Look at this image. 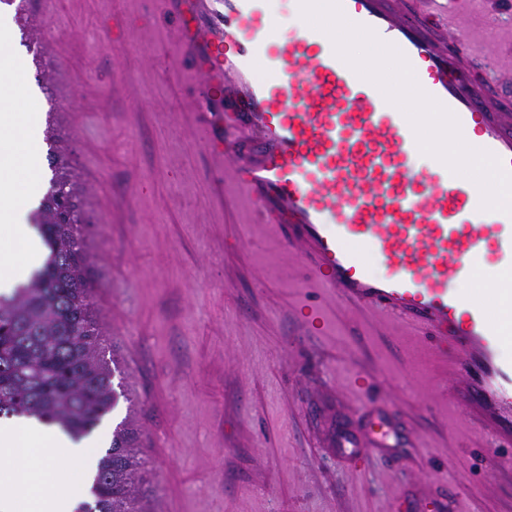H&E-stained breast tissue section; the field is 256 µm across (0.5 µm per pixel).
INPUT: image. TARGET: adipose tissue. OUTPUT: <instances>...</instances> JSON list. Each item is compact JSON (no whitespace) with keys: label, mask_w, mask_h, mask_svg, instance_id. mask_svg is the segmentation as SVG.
<instances>
[{"label":"adipose tissue","mask_w":512,"mask_h":512,"mask_svg":"<svg viewBox=\"0 0 512 512\" xmlns=\"http://www.w3.org/2000/svg\"><path fill=\"white\" fill-rule=\"evenodd\" d=\"M20 93L0 90V295L28 282L42 266L44 246L32 224L45 193L46 160L36 118L20 106L33 93L16 75ZM102 425L72 439L58 425L33 417L0 422V512H75L87 498L102 448Z\"/></svg>","instance_id":"adipose-tissue-1"}]
</instances>
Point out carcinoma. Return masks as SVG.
Masks as SVG:
<instances>
[{
  "label": "carcinoma",
  "instance_id": "carcinoma-1",
  "mask_svg": "<svg viewBox=\"0 0 512 512\" xmlns=\"http://www.w3.org/2000/svg\"><path fill=\"white\" fill-rule=\"evenodd\" d=\"M51 190L34 223L49 254L30 282L0 296V415L25 414L74 437L115 406L117 361H108L82 244V201L61 148L50 146ZM133 421L112 432L81 512H147L144 462Z\"/></svg>",
  "mask_w": 512,
  "mask_h": 512
}]
</instances>
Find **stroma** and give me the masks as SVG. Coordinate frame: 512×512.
<instances>
[{
	"instance_id": "stroma-1",
	"label": "stroma",
	"mask_w": 512,
	"mask_h": 512,
	"mask_svg": "<svg viewBox=\"0 0 512 512\" xmlns=\"http://www.w3.org/2000/svg\"><path fill=\"white\" fill-rule=\"evenodd\" d=\"M26 15L8 50L83 198L93 300L122 371L109 414L140 429L149 512H432L441 498L512 512V473L410 333L325 298L221 193L194 135L196 89L159 63L175 37L158 8L29 0ZM306 299L328 307L323 333L302 331ZM368 402L401 425L355 468L336 439Z\"/></svg>"
}]
</instances>
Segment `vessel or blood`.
Instances as JSON below:
<instances>
[{
    "label": "vessel or blood",
    "instance_id": "b4317fda",
    "mask_svg": "<svg viewBox=\"0 0 512 512\" xmlns=\"http://www.w3.org/2000/svg\"><path fill=\"white\" fill-rule=\"evenodd\" d=\"M302 11H332L365 33L379 55L396 58L441 129L475 137L476 154L512 190V113L492 112L464 68L482 54L512 75V28L488 37L512 0H300ZM176 29L169 58L197 86L198 128L218 175H229L256 223L300 255L315 287L408 327L448 370L449 397L483 431L503 469L512 468V360L484 306L456 284L483 255L512 276V208L435 162L419 170L405 113L393 111L377 72L361 70L320 27L279 38L267 0H163ZM473 24L462 40L434 34ZM262 62L274 82L258 80ZM368 250L387 274L361 263Z\"/></svg>",
    "mask_w": 512,
    "mask_h": 512
}]
</instances>
